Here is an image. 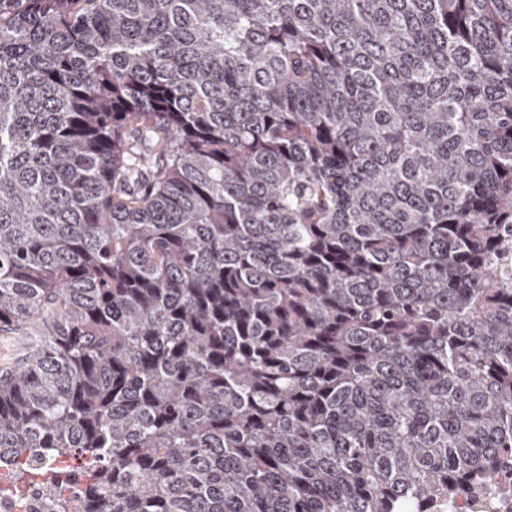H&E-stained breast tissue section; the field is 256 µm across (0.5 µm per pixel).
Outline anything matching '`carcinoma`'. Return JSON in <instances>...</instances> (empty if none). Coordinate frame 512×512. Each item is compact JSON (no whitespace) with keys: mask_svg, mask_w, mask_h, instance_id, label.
<instances>
[{"mask_svg":"<svg viewBox=\"0 0 512 512\" xmlns=\"http://www.w3.org/2000/svg\"><path fill=\"white\" fill-rule=\"evenodd\" d=\"M40 319L0 468L58 512H499L512 0H0V330Z\"/></svg>","mask_w":512,"mask_h":512,"instance_id":"carcinoma-1","label":"carcinoma"}]
</instances>
